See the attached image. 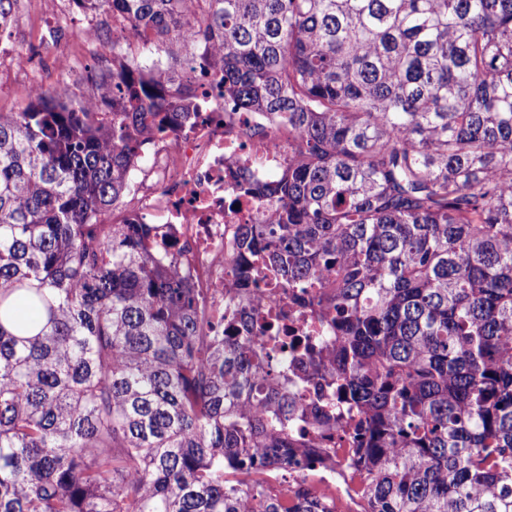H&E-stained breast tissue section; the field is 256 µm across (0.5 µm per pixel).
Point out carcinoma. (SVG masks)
Segmentation results:
<instances>
[{
    "label": "carcinoma",
    "instance_id": "cac0c4a2",
    "mask_svg": "<svg viewBox=\"0 0 512 512\" xmlns=\"http://www.w3.org/2000/svg\"><path fill=\"white\" fill-rule=\"evenodd\" d=\"M68 2L170 62L114 40L93 96L0 111V512H341L272 486L324 431L359 512H512V0ZM191 62L288 142L232 265L320 331L208 336L155 225L103 223Z\"/></svg>",
    "mask_w": 512,
    "mask_h": 512
}]
</instances>
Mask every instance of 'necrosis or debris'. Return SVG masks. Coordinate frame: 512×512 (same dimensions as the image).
Returning a JSON list of instances; mask_svg holds the SVG:
<instances>
[{"label":"necrosis or debris","instance_id":"1","mask_svg":"<svg viewBox=\"0 0 512 512\" xmlns=\"http://www.w3.org/2000/svg\"><path fill=\"white\" fill-rule=\"evenodd\" d=\"M196 93L206 107L194 127L177 124L155 139L146 175L134 180L125 208L129 219L157 225L186 260L208 321L229 326L232 311L247 308L252 330L260 332L261 313L284 310L288 333L307 335L313 313L292 307L274 285L257 282L241 287L231 269L238 250L241 225L259 223L265 210L260 199L236 193L242 179L269 183L287 163L286 147L277 125L265 112H242L206 81L197 80ZM339 461L330 468L288 465V481H306L319 490L348 497Z\"/></svg>","mask_w":512,"mask_h":512}]
</instances>
